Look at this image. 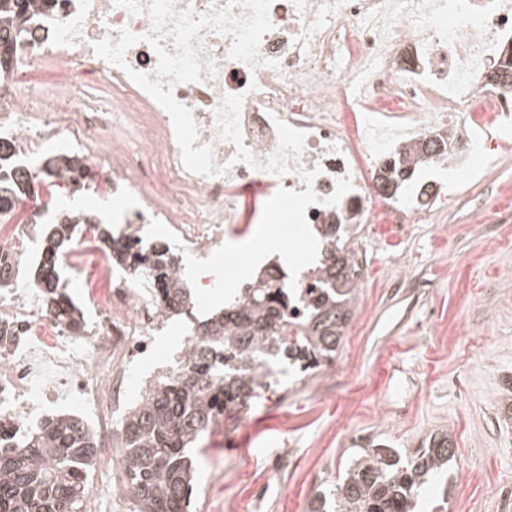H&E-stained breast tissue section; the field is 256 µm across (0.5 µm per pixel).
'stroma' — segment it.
Listing matches in <instances>:
<instances>
[{"mask_svg": "<svg viewBox=\"0 0 512 512\" xmlns=\"http://www.w3.org/2000/svg\"><path fill=\"white\" fill-rule=\"evenodd\" d=\"M399 240L355 242L367 272L337 372L219 420L193 452V512H307L370 443L417 448L450 433L448 512H512V131ZM411 281L392 282L401 272Z\"/></svg>", "mask_w": 512, "mask_h": 512, "instance_id": "stroma-1", "label": "stroma"}]
</instances>
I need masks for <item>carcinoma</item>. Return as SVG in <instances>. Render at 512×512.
<instances>
[{
	"mask_svg": "<svg viewBox=\"0 0 512 512\" xmlns=\"http://www.w3.org/2000/svg\"><path fill=\"white\" fill-rule=\"evenodd\" d=\"M35 0H0V78L14 69L25 43L26 16ZM429 139L409 147L412 162L396 160L382 180L398 199L418 183L416 172L446 156ZM31 166L0 142V219L11 218L35 181L48 193L86 187L76 157L49 156ZM46 202L41 213L39 253L29 282L40 288L46 309L61 318L77 308L63 292L64 258L84 231H93L121 263L134 244L112 234V227L82 210L57 219ZM322 258L311 271L317 296L288 304L277 275L238 289L224 310L193 322L195 343L186 347L185 364L147 383L122 415L116 441L129 493V512H191L197 487L187 450L216 419L282 391V375L309 373L336 360L356 305L359 284L355 247L327 225ZM137 259L157 283L156 300L167 317L183 314L190 291L181 259L166 244L154 242ZM97 455L94 436L73 418L53 417L18 446L0 451V512H81L90 492L89 473ZM455 456L447 432L429 435L420 448L404 455L384 444L365 448L339 482L319 491L310 512H415L420 489L448 476Z\"/></svg>",
	"mask_w": 512,
	"mask_h": 512,
	"instance_id": "1",
	"label": "carcinoma"
}]
</instances>
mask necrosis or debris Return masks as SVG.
Returning a JSON list of instances; mask_svg holds the SVG:
<instances>
[{
	"label": "necrosis or debris",
	"mask_w": 512,
	"mask_h": 512,
	"mask_svg": "<svg viewBox=\"0 0 512 512\" xmlns=\"http://www.w3.org/2000/svg\"><path fill=\"white\" fill-rule=\"evenodd\" d=\"M271 28L261 38L264 63L250 68L229 55L232 37L201 29L200 81L174 87L199 126V144L212 145L226 175L186 171L169 114L127 75L153 73L154 48L143 39L147 17L130 16L115 0H57L36 6L18 68L52 65L64 81L21 90L0 102V139L26 156L54 142L58 155L80 157L95 174L102 200L119 201L112 221L122 238L137 239L144 224H169L193 256L209 257L229 225L254 223V190L313 188L309 224H343L348 233L371 224L388 236L408 234L431 212L419 194L377 205L376 173L405 148L431 135L461 131L444 171L456 178L472 168L483 146L472 132L477 113L512 127V93L478 84L495 61L501 40L512 34V0H273ZM141 37L126 53V68L97 56L94 43L119 41L123 29ZM102 82L111 108L75 107L78 91ZM241 94L244 144L259 168L233 163V144L220 140L214 111L223 95ZM305 134L299 164L315 171L312 185L297 174L262 170L278 145L276 121ZM353 187L337 205H325L338 178ZM34 227L0 233V446L18 445L45 415L65 411L94 434L99 458L111 463L119 415L140 395L146 380L134 359L153 355L154 338L168 319L155 298L147 267L111 263L101 243L84 235L73 251L106 287L90 285L78 308L91 315L78 328L41 305L39 291L22 280L32 260Z\"/></svg>",
	"instance_id": "1"
}]
</instances>
